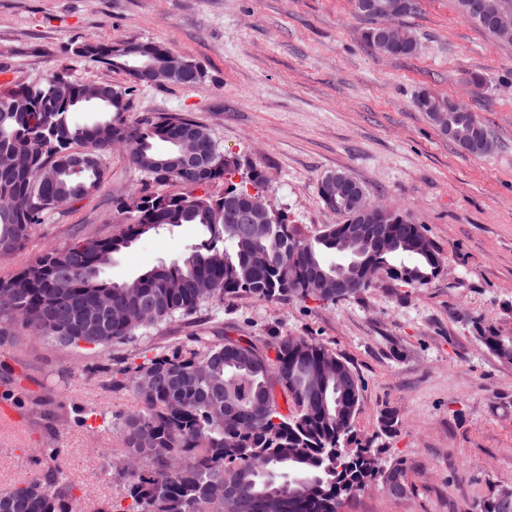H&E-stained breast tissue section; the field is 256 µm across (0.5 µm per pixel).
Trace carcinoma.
Instances as JSON below:
<instances>
[{
	"instance_id": "carcinoma-1",
	"label": "carcinoma",
	"mask_w": 512,
	"mask_h": 512,
	"mask_svg": "<svg viewBox=\"0 0 512 512\" xmlns=\"http://www.w3.org/2000/svg\"><path fill=\"white\" fill-rule=\"evenodd\" d=\"M359 9L371 26L367 45L386 56L418 51L413 32L400 27V41L388 43L371 8ZM396 18L416 13L419 0H390ZM72 53L111 69L128 71L132 56L141 61L173 54L167 46L138 40L87 38ZM200 69L186 70L166 81L191 86L201 82ZM68 94L61 96L56 85ZM132 88L110 82L77 83L64 73L41 83L11 84L0 90V256L20 250L45 218L72 209L101 186L105 155L115 147L129 151L132 165L151 183L172 185L170 193L134 190L117 201L128 222L107 236L76 237L62 248L50 246L8 278L0 279V317L30 328L64 347L83 345L109 350L138 332L224 303L240 294L267 302L322 300L311 277L318 268L347 272L359 263L374 265L410 288L438 276L444 257L421 224L390 210L377 223L389 239L381 249L372 240L336 249L344 230L328 224L300 234L288 216L249 230L228 218V209L252 206L263 188L262 174L242 170L224 156L209 130L187 118L165 114L128 119ZM416 106L436 127L451 129L448 139L471 155L488 153L485 125L464 104L421 92ZM76 112H105L103 120L79 123ZM195 135L198 163L182 168L175 142ZM92 163L77 169L78 156ZM324 175L319 194L325 206L345 218L336 206L340 192ZM239 182H234L235 177ZM224 194H197L214 182ZM183 224L202 226L207 237L186 254L161 263L123 282L106 276L104 258L120 254L146 234ZM477 330L499 358L512 362V341L497 335L489 320ZM274 357L253 341L194 336L190 342L139 360H116L106 367L114 392L130 391L140 403L136 412L119 417L118 431L127 456L140 465L121 469L123 499L97 512H262L263 500L276 495L282 512H341L346 500L373 482L388 489L396 479L402 497L413 493L407 466H382L379 450L357 438L353 422L359 413L364 381L351 364L323 344L303 337L278 336ZM289 411L282 412L278 397ZM399 419L392 410L380 415L384 435L395 433ZM77 485L60 467L44 478L0 492V512H77Z\"/></svg>"
}]
</instances>
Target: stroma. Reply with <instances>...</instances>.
Returning <instances> with one entry per match:
<instances>
[{
    "label": "stroma",
    "mask_w": 512,
    "mask_h": 512,
    "mask_svg": "<svg viewBox=\"0 0 512 512\" xmlns=\"http://www.w3.org/2000/svg\"><path fill=\"white\" fill-rule=\"evenodd\" d=\"M404 23L420 48L394 58L366 45L369 23L353 0H0V73L8 83L63 71L77 83L126 87L128 75L73 55V43L164 44L204 77L192 87H133L130 119L166 112L205 125L225 156L263 172L266 193L303 234L343 223L318 185L346 171L371 202L423 225L445 261L427 285L408 288L383 275L333 303L242 295L107 352L11 326L0 344V409L13 416L11 428H0V491L57 465L83 488L82 512L120 500L118 431L92 430L78 418L87 407L138 410L131 392L108 389V358L196 333L260 346L309 336L350 361L365 383L354 429L381 449L383 463H406L415 492L396 499L375 485L341 512H480L497 487L512 486V363L494 356L475 329L488 319L512 340V43L489 39L454 0H420ZM475 73L487 82L478 93L469 84ZM423 89L475 112L491 150L472 156L441 135L416 106ZM104 164L96 192L49 215L20 251L0 257L1 278L46 247L67 245L74 231L105 236L124 223L112 200L141 188L142 176L121 149ZM204 236L194 224L150 234L107 275L135 278ZM386 410L399 419L390 436L379 431ZM47 448L58 456L48 459Z\"/></svg>",
    "instance_id": "1"
}]
</instances>
